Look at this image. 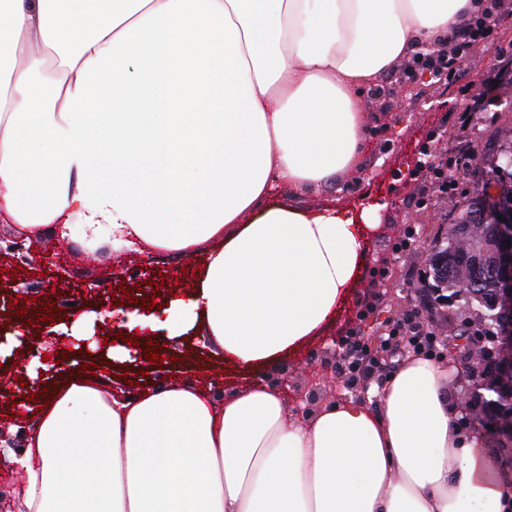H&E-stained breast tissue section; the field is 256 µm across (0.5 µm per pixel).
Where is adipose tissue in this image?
Returning <instances> with one entry per match:
<instances>
[{
  "label": "adipose tissue",
  "mask_w": 512,
  "mask_h": 512,
  "mask_svg": "<svg viewBox=\"0 0 512 512\" xmlns=\"http://www.w3.org/2000/svg\"><path fill=\"white\" fill-rule=\"evenodd\" d=\"M482 0H0V223L176 252L186 298L134 324L204 323L260 370L331 321L367 265L376 199L299 209L362 166L366 89L446 43ZM452 363L402 360L378 401L299 417L257 381L119 396L55 389L7 512H512L451 408Z\"/></svg>",
  "instance_id": "adipose-tissue-1"
}]
</instances>
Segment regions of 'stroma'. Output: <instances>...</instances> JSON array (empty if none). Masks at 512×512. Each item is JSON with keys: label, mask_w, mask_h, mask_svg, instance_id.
I'll return each mask as SVG.
<instances>
[{"label": "stroma", "mask_w": 512, "mask_h": 512, "mask_svg": "<svg viewBox=\"0 0 512 512\" xmlns=\"http://www.w3.org/2000/svg\"><path fill=\"white\" fill-rule=\"evenodd\" d=\"M491 2L495 9L487 34L476 49L468 51L444 84L434 83L428 70L420 69L411 78L400 73L386 76L379 83V93L362 97L372 129L364 172L345 173L339 181L303 196L294 195L285 186L276 191L275 202L299 209L329 205L340 197L354 199L370 186L384 190L386 202L380 217L382 229L369 244L370 259L349 303L320 336L263 370L265 383L283 392L288 403L315 411L349 393L363 396L362 387L350 391L344 388L338 376L340 364L329 353L332 344L364 345L368 336L389 330L405 314L436 325L441 334L455 328L454 309L439 304L425 309L421 284L435 231L475 197L477 184L460 180L455 190L442 194L432 176L408 172L397 166L395 159L408 153L418 162L429 154L450 160L459 142L472 139L477 130L495 121L499 109L494 104H485L479 112L466 108L480 90L496 81L501 67L512 64V0ZM425 197L430 204L424 208L420 201ZM42 244L51 257L46 275L0 288V345L13 348L11 358L0 357V367L9 371L39 349L38 344L25 338L16 345L11 342L15 319L21 311L31 310L34 301L52 303V317L88 339L97 332L89 321L91 303L114 295L125 282L143 287L142 292L131 293V300L168 302L180 295L179 284L185 280L187 269L194 266L192 260L170 254L147 257L127 253L118 258L111 244L87 247L76 230L65 238L43 239ZM163 346L161 363L140 364L125 355L114 359L106 372L97 367L101 353L70 349L58 361L45 365L42 385L51 389L83 372L113 382L127 394L138 385L151 389L191 382L220 399L253 380L251 373L225 363L223 353L210 342L203 325H196L180 338L164 341ZM27 380L24 374L10 380L11 398H0V502L5 504L21 481L14 458L23 451L42 406L37 396L22 406L14 402V394L21 392ZM458 421L465 431L482 438L495 478L512 484V462L500 452L501 447L512 444L506 421L487 416L473 419L463 414Z\"/></svg>", "instance_id": "35a3bbf8"}]
</instances>
